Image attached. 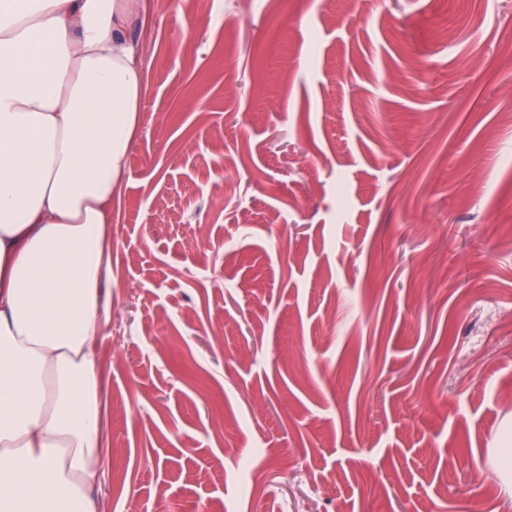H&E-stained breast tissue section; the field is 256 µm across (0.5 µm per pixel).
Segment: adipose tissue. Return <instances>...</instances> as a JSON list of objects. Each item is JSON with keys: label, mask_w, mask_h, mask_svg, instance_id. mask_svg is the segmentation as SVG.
Returning <instances> with one entry per match:
<instances>
[{"label": "adipose tissue", "mask_w": 512, "mask_h": 512, "mask_svg": "<svg viewBox=\"0 0 512 512\" xmlns=\"http://www.w3.org/2000/svg\"><path fill=\"white\" fill-rule=\"evenodd\" d=\"M143 0H0V512H97L112 201Z\"/></svg>", "instance_id": "1"}]
</instances>
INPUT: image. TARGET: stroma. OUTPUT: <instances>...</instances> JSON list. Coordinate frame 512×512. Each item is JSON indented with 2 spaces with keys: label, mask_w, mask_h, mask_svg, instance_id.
<instances>
[{
  "label": "stroma",
  "mask_w": 512,
  "mask_h": 512,
  "mask_svg": "<svg viewBox=\"0 0 512 512\" xmlns=\"http://www.w3.org/2000/svg\"><path fill=\"white\" fill-rule=\"evenodd\" d=\"M147 4L98 512H512V0Z\"/></svg>",
  "instance_id": "1"
}]
</instances>
